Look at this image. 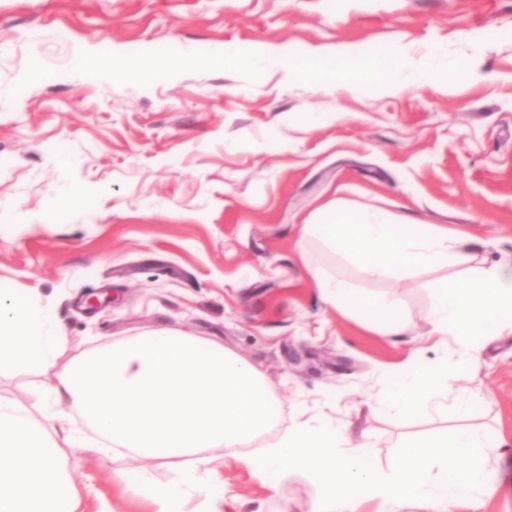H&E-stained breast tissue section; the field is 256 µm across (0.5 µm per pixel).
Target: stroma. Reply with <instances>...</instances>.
Masks as SVG:
<instances>
[{"instance_id":"obj_1","label":"stroma","mask_w":512,"mask_h":512,"mask_svg":"<svg viewBox=\"0 0 512 512\" xmlns=\"http://www.w3.org/2000/svg\"><path fill=\"white\" fill-rule=\"evenodd\" d=\"M232 40L369 52L444 42L476 75L377 96L317 92L277 71L147 87L71 71L87 48L205 51ZM311 112L330 118L312 126ZM70 189L76 199L56 207ZM332 200L465 230L472 268L512 260V0H0V289L51 309L72 348L159 329L212 337L263 366L275 433L322 413L368 432L386 470L402 436L461 422L512 443L508 332L482 341L458 383L475 394L464 421L363 406L408 357L456 366L463 351L425 335L438 272L390 281L408 313L397 336L320 297L305 261L357 276L319 241L303 255L295 247ZM104 288L112 307L88 312L86 294ZM66 454L84 512L103 501L151 512L112 480L129 461ZM212 492L239 512H309L316 486L297 476L274 495L228 457Z\"/></svg>"}]
</instances>
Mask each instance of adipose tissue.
<instances>
[{"label": "adipose tissue", "mask_w": 512, "mask_h": 512, "mask_svg": "<svg viewBox=\"0 0 512 512\" xmlns=\"http://www.w3.org/2000/svg\"><path fill=\"white\" fill-rule=\"evenodd\" d=\"M319 239L367 282L401 280L423 271L470 262L468 233L443 224L396 218L379 208L345 211L324 205L297 240ZM309 275L320 296L345 317L379 336L405 328L398 294L358 287L320 267ZM428 333L452 337L466 351L482 337L512 329V275L494 264L462 279L430 285ZM55 369L39 385L37 412L0 397V512H80L81 493L64 451L84 449L98 461L128 459L120 471L125 492L149 500L154 512H231L232 503L209 494L208 482L225 456L242 459L270 492L295 475L317 486L311 512H481L494 494L489 448L503 447L485 432L457 427L436 436L406 437L399 464L374 462L367 433L313 417L275 441V401L262 366L189 331L158 330L95 350H68L54 313L0 289V373ZM459 373L439 362L398 368L384 396L366 399L375 411L402 416L467 415L468 393L455 394ZM80 417L95 440L71 424ZM174 463L177 477L161 485L150 465Z\"/></svg>", "instance_id": "1"}]
</instances>
